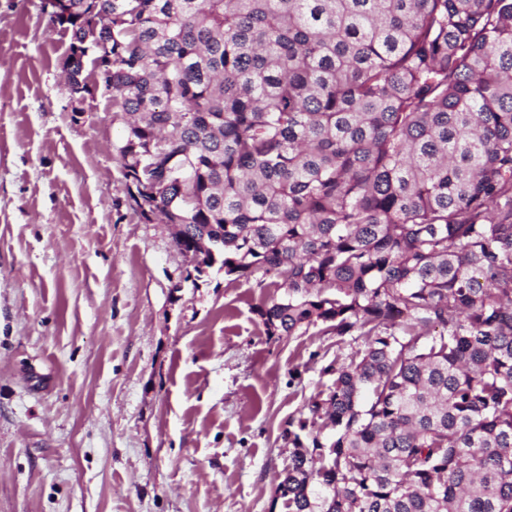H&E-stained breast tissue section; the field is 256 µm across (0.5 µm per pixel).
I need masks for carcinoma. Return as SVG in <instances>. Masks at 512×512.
Returning <instances> with one entry per match:
<instances>
[{
    "mask_svg": "<svg viewBox=\"0 0 512 512\" xmlns=\"http://www.w3.org/2000/svg\"><path fill=\"white\" fill-rule=\"evenodd\" d=\"M69 2L134 211L199 276L276 278L267 335L364 340L275 498L512 512V0Z\"/></svg>",
    "mask_w": 512,
    "mask_h": 512,
    "instance_id": "cac0c4a2",
    "label": "carcinoma"
}]
</instances>
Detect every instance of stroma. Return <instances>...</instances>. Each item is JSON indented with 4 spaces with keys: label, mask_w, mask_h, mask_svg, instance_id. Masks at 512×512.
<instances>
[{
    "label": "stroma",
    "mask_w": 512,
    "mask_h": 512,
    "mask_svg": "<svg viewBox=\"0 0 512 512\" xmlns=\"http://www.w3.org/2000/svg\"><path fill=\"white\" fill-rule=\"evenodd\" d=\"M71 33L0 0V512H287L283 431L362 341L268 336L275 285L193 278L126 193L125 136Z\"/></svg>",
    "instance_id": "stroma-1"
}]
</instances>
